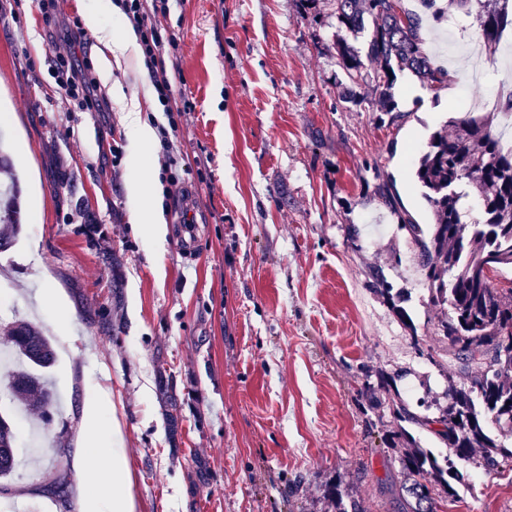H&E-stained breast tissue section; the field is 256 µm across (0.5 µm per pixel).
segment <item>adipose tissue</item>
I'll return each mask as SVG.
<instances>
[{
    "mask_svg": "<svg viewBox=\"0 0 512 512\" xmlns=\"http://www.w3.org/2000/svg\"><path fill=\"white\" fill-rule=\"evenodd\" d=\"M116 104L122 113V119L126 130L127 138L133 149H140L150 143L154 138V130L146 121L143 112L142 100L135 96L117 94ZM111 402L109 391H102L99 405H84L80 433L83 437L82 445L84 452L81 456L79 469L80 485H87L98 481L101 471H108L113 483L122 484L128 481L129 473L124 460L120 457L94 451V438L98 432V419L100 405H107Z\"/></svg>",
    "mask_w": 512,
    "mask_h": 512,
    "instance_id": "obj_1",
    "label": "adipose tissue"
}]
</instances>
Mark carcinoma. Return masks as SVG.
I'll return each mask as SVG.
<instances>
[{"instance_id":"carcinoma-1","label":"carcinoma","mask_w":512,"mask_h":512,"mask_svg":"<svg viewBox=\"0 0 512 512\" xmlns=\"http://www.w3.org/2000/svg\"><path fill=\"white\" fill-rule=\"evenodd\" d=\"M318 0H297L300 14L315 18L318 28H336L356 37L367 34L364 51L333 35L327 41L314 34L316 44L333 52L343 79L338 85L345 102H364L361 89L375 94L376 110L394 122L400 117L393 89L398 77L418 76L434 91L448 81V71L433 66L421 37V17L403 9L401 0H327L328 13L317 12ZM478 3L477 35L491 47L511 25L508 0H452L460 12ZM376 65L370 69L366 62ZM495 115L485 112L451 121V130L435 132L415 164V177L431 210L433 222L400 224L418 249L426 270L433 304L449 307L440 321L439 337L448 363L469 380L468 388L451 384L448 406L437 417L421 416L399 398L392 378L378 375L377 386L364 383L370 408L389 413L395 424L386 442L398 458L402 490L411 498L408 512H434L435 498L450 503L457 497L455 478L443 469L434 453L418 445L407 425L425 428L442 441L457 462L486 471L512 470V287L498 288L492 276L512 267V151L504 150L494 128ZM375 194L392 211L397 199L391 186L380 181ZM477 198V213L467 205ZM21 187L11 156L0 147V252L9 249L21 232ZM112 264V305L122 302L121 261ZM372 289L403 321L408 319L405 298L381 273H372ZM0 341L21 357L6 375L12 402L26 414L47 419L54 402L45 376L56 359L52 340L27 320L0 325ZM387 394L383 400L375 389ZM156 392L165 408L170 447L179 449L182 414L164 366L156 370ZM489 414L499 425L491 433L484 422ZM18 433L10 418L0 416V480H9L15 467ZM325 512H368L357 493L342 480L322 488Z\"/></svg>"}]
</instances>
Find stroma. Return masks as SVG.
Instances as JSON below:
<instances>
[{"label": "stroma", "mask_w": 512, "mask_h": 512, "mask_svg": "<svg viewBox=\"0 0 512 512\" xmlns=\"http://www.w3.org/2000/svg\"><path fill=\"white\" fill-rule=\"evenodd\" d=\"M157 21L179 49L163 57L177 103L190 112L167 136L131 151L118 109L69 110L51 73L52 38L38 0H0V114L20 178L23 226L0 253L12 317L37 325L64 351L50 371L51 422L19 435L30 444L0 495V512H65L47 494L56 473L77 487L80 400L100 389L98 447L123 456L127 484L95 493L133 498L136 512H320L322 486L353 483L371 512H405L386 426L361 389L394 378L402 399L444 400L453 370L438 337L443 309L399 219L432 214L413 174V153L453 117L468 115L461 85L476 16L423 19L431 60L446 87L398 79L402 113L381 122L371 102L352 107L320 53L315 25L296 0H170ZM102 91L153 94L142 56L112 66ZM120 165H113V153ZM170 162L176 183L162 178ZM391 180V212L373 176ZM142 184L144 196L130 188ZM287 204L276 200L278 189ZM83 211H76L77 201ZM159 211L134 229L132 211ZM357 237H350V230ZM123 259V301L112 308V267ZM400 263H392V253ZM381 270L406 296L402 324L370 287ZM55 289L42 299L39 289ZM121 318L118 336L99 319ZM182 402V444L171 455L156 393L157 365ZM204 483L191 487L193 456ZM447 512H512V471L470 469Z\"/></svg>", "instance_id": "35a3bbf8"}]
</instances>
